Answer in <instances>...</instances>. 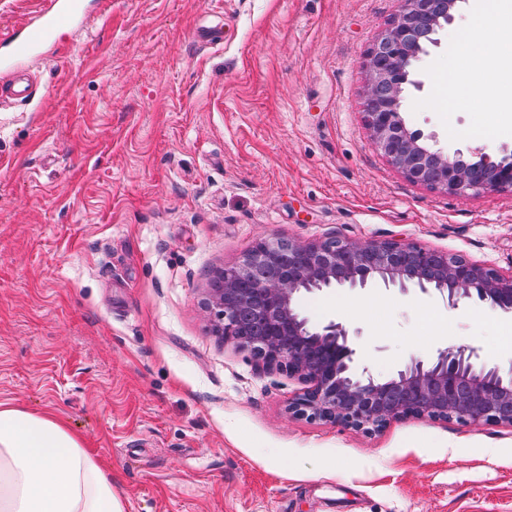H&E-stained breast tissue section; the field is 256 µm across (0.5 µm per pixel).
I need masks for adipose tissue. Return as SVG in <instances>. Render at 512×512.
<instances>
[{
    "label": "adipose tissue",
    "mask_w": 512,
    "mask_h": 512,
    "mask_svg": "<svg viewBox=\"0 0 512 512\" xmlns=\"http://www.w3.org/2000/svg\"><path fill=\"white\" fill-rule=\"evenodd\" d=\"M490 16L475 11L468 33L478 80L452 79L448 94L490 98L494 70L484 34ZM0 512H126L111 472L83 437L51 413L0 402Z\"/></svg>",
    "instance_id": "1"
}]
</instances>
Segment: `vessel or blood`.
<instances>
[{
  "instance_id": "b4317fda",
  "label": "vessel or blood",
  "mask_w": 512,
  "mask_h": 512,
  "mask_svg": "<svg viewBox=\"0 0 512 512\" xmlns=\"http://www.w3.org/2000/svg\"><path fill=\"white\" fill-rule=\"evenodd\" d=\"M83 14L82 0H44L42 8L24 24L20 33L0 40V45L8 49L0 61L7 72L6 80L0 82V98L22 102L31 98L32 83L24 69L25 63L53 47L56 32L75 25Z\"/></svg>"
}]
</instances>
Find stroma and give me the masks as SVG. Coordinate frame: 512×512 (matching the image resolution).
<instances>
[{
  "instance_id": "1",
  "label": "stroma",
  "mask_w": 512,
  "mask_h": 512,
  "mask_svg": "<svg viewBox=\"0 0 512 512\" xmlns=\"http://www.w3.org/2000/svg\"><path fill=\"white\" fill-rule=\"evenodd\" d=\"M479 0H459L406 87L408 129L451 154L512 150L497 110L433 103ZM66 51L0 101V401L57 414L127 512H512V427L409 418L368 434L296 417L207 306L262 237L396 238L512 273V193L415 184L363 120L364 58L401 0H85ZM358 367L474 347L512 370V314L373 282L303 294Z\"/></svg>"
}]
</instances>
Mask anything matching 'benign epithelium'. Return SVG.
<instances>
[{"mask_svg":"<svg viewBox=\"0 0 512 512\" xmlns=\"http://www.w3.org/2000/svg\"><path fill=\"white\" fill-rule=\"evenodd\" d=\"M380 45L404 67L419 56L406 52L399 17L373 43ZM403 84L397 81L393 102L363 113L373 144L391 164H396V134L401 132L406 151L431 154L444 166V176L435 184L441 192L512 191V152L494 160L479 150L447 155L421 132L410 131L400 112ZM480 167L495 170L498 179L473 180L471 169ZM262 266L276 267V274L253 294H242L240 284ZM373 280L402 290L434 291L450 308L472 301L512 313V274L401 239L260 238L224 269L209 302L224 339L249 351L259 370L283 371L306 385L288 404L295 416L367 432L404 418L512 427V371L503 375L496 367L478 364L474 350L445 347L426 359L413 357L392 376L379 379L354 369L355 350L342 323L330 320L314 329L298 309L303 292L340 285L364 288Z\"/></svg>","mask_w":512,"mask_h":512,"instance_id":"benign-epithelium-1","label":"benign epithelium"}]
</instances>
